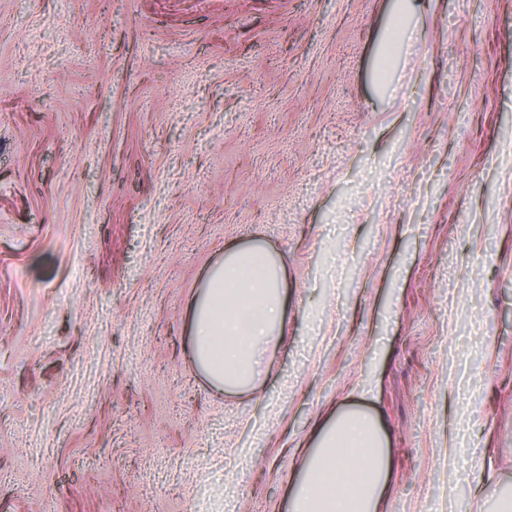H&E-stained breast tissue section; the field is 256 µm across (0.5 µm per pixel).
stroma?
Returning <instances> with one entry per match:
<instances>
[{
	"instance_id": "35a3bbf8",
	"label": "stroma",
	"mask_w": 512,
	"mask_h": 512,
	"mask_svg": "<svg viewBox=\"0 0 512 512\" xmlns=\"http://www.w3.org/2000/svg\"><path fill=\"white\" fill-rule=\"evenodd\" d=\"M254 242L285 324L220 391L191 301ZM352 409L382 512L512 504V0H0V512H287ZM448 467H449V479H458L461 471L457 468L456 463L458 460H462L466 463L468 457L472 459L474 450L471 448H457L455 445V428L452 426L448 437Z\"/></svg>"
}]
</instances>
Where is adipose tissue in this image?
I'll use <instances>...</instances> for the list:
<instances>
[{"label":"adipose tissue","mask_w":512,"mask_h":512,"mask_svg":"<svg viewBox=\"0 0 512 512\" xmlns=\"http://www.w3.org/2000/svg\"><path fill=\"white\" fill-rule=\"evenodd\" d=\"M278 257L260 244L232 245L193 302L196 368L221 389L246 386L259 351L281 333ZM389 465L376 420L351 410L323 429L288 500V512H379Z\"/></svg>","instance_id":"obj_1"}]
</instances>
